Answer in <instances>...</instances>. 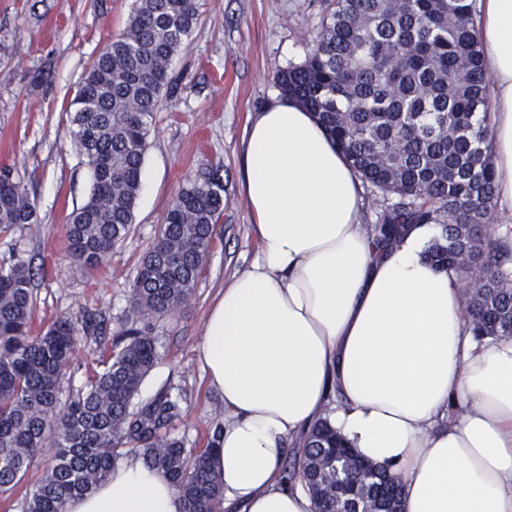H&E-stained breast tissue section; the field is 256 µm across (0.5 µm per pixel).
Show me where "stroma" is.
<instances>
[{"label":"stroma","mask_w":512,"mask_h":512,"mask_svg":"<svg viewBox=\"0 0 512 512\" xmlns=\"http://www.w3.org/2000/svg\"><path fill=\"white\" fill-rule=\"evenodd\" d=\"M133 0H0V167L12 169L37 205L39 221L0 233V263L15 252L34 260L36 327L98 315L104 330L80 336L60 400L84 386L129 314V292L178 191L206 167H224V213L206 268L188 303L157 323L161 358L135 398L182 395L168 432L189 448L209 445L224 404L197 355L208 311L257 251L240 191L249 115L278 93V71L305 60L327 0H199L200 19L170 64L173 87L149 124L142 178L147 193L127 238L106 262L86 269L67 255L65 227L91 190V174L66 109L86 70L125 29Z\"/></svg>","instance_id":"1"}]
</instances>
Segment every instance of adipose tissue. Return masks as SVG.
<instances>
[{"mask_svg": "<svg viewBox=\"0 0 512 512\" xmlns=\"http://www.w3.org/2000/svg\"><path fill=\"white\" fill-rule=\"evenodd\" d=\"M475 23L495 193L512 211V0H477ZM242 186L256 257L212 305L198 347L224 403L212 465L228 512H313L280 470L285 441L323 417L400 481L403 512H512V337L473 336L459 278L428 258L437 225L376 248L355 170L313 112L278 95L246 129ZM64 512L183 504L131 458Z\"/></svg>", "mask_w": 512, "mask_h": 512, "instance_id": "ef3b65f1", "label": "adipose tissue"}]
</instances>
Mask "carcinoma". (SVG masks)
Segmentation results:
<instances>
[{
    "instance_id": "cac0c4a2",
    "label": "carcinoma",
    "mask_w": 512,
    "mask_h": 512,
    "mask_svg": "<svg viewBox=\"0 0 512 512\" xmlns=\"http://www.w3.org/2000/svg\"><path fill=\"white\" fill-rule=\"evenodd\" d=\"M198 0H134L123 33L89 67L71 103L73 136L92 176L86 201L66 225L67 252L101 266L133 222L149 121L169 65L196 27ZM281 91L315 113L359 175L377 221L376 247L394 245L410 224H438L429 248L436 268L480 281L466 298L478 340L512 337V227L497 211L489 74L475 26V0H331L312 50L275 76ZM224 212L221 167H210L170 204L157 241L130 291V324L101 369L65 406L58 393L79 328L69 317L34 328L29 260L0 265V496L12 494L42 448L53 458L22 512H63L133 455L179 490L185 512H223L212 449H188L161 433L180 396L134 406L161 357L158 320L187 304ZM38 222L36 204L12 170L0 168V230ZM302 478L314 512H402L395 477L361 460L328 421L314 424L282 482Z\"/></svg>"
}]
</instances>
